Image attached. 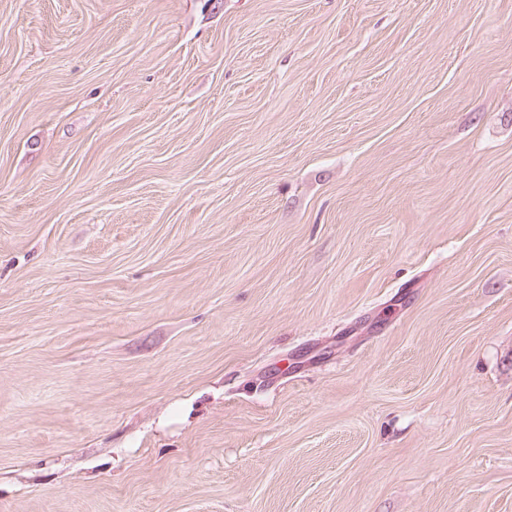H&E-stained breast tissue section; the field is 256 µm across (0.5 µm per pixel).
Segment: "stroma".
<instances>
[{"label":"stroma","mask_w":512,"mask_h":512,"mask_svg":"<svg viewBox=\"0 0 512 512\" xmlns=\"http://www.w3.org/2000/svg\"><path fill=\"white\" fill-rule=\"evenodd\" d=\"M0 512H512V0H0Z\"/></svg>","instance_id":"35a3bbf8"}]
</instances>
